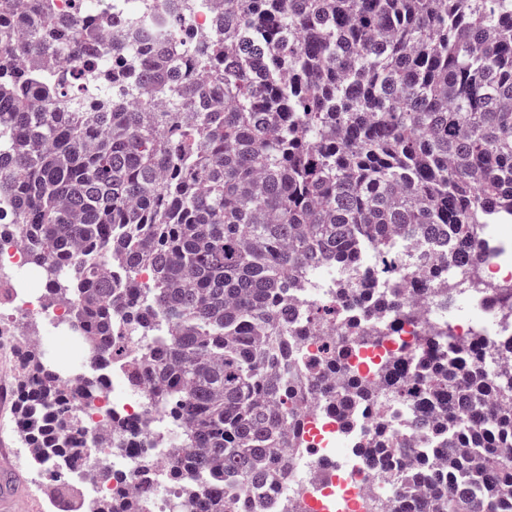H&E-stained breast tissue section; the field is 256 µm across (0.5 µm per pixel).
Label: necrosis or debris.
Wrapping results in <instances>:
<instances>
[{"label": "necrosis or debris", "instance_id": "necrosis-or-debris-1", "mask_svg": "<svg viewBox=\"0 0 512 512\" xmlns=\"http://www.w3.org/2000/svg\"><path fill=\"white\" fill-rule=\"evenodd\" d=\"M480 255L463 267H453L439 281L423 283L419 272L423 265L441 251V244L432 240L408 241L398 235L393 239L392 262L400 267L399 275L385 278V288H405L413 300L414 316L405 320L394 315L365 316L361 299L368 284L366 267H351L342 271L328 267L306 279L301 287L292 289L295 319H303L309 309L324 304L344 306V316L336 325V337L349 340L355 330L371 324L384 331L382 344L363 349L359 369L366 382L377 383L381 374L371 367L386 354L400 352L408 360H416L425 352L424 339L442 336L447 341L449 355L459 348L479 341L492 344L496 354L483 364L490 376L505 368L499 350L512 344V299L491 303L494 291L512 289V241L502 242L484 235L479 239ZM10 267L24 277L28 287L16 291L9 301L8 314H0V329L11 328L27 321H38L46 336L67 335L70 307L65 303L46 305L40 289L35 288L36 275L27 262L23 244L10 235L0 236V268ZM468 299L471 316L460 315V299ZM124 369L113 362L107 375L113 381L107 396L93 403L75 402L78 415L72 426L73 437L87 443L88 449L77 475L90 496H106L109 487L98 479L104 466L121 474L127 485L141 479L155 482L157 493L149 512H169V501L176 488L168 472L175 463L173 450L179 436L163 424L158 409L148 407L142 390L121 382ZM120 415L130 420L132 429L123 441L112 435V418ZM375 404L351 408L343 420L327 413L320 396H311L307 413L301 420L304 446L299 453L287 456L286 475L277 490L265 494L263 512H284L287 500L308 499L311 494L325 496L326 512H336L337 468L331 460V444L336 436H344L351 448L348 469L350 487L357 500L350 512H379L382 499V475L389 470L406 468L409 460L392 449L378 450L372 442L382 420ZM391 430L403 428L405 411L396 407L384 418Z\"/></svg>", "mask_w": 512, "mask_h": 512}]
</instances>
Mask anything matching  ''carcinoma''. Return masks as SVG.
I'll use <instances>...</instances> for the list:
<instances>
[{"label":"carcinoma","instance_id":"cac0c4a2","mask_svg":"<svg viewBox=\"0 0 512 512\" xmlns=\"http://www.w3.org/2000/svg\"><path fill=\"white\" fill-rule=\"evenodd\" d=\"M38 2L36 16L0 0V192L15 202L0 234L27 246L46 302L72 306L91 368L141 340L127 382L180 432L173 512H260L245 496L284 479L308 386L274 361L288 336L336 319L327 305L288 325V288L382 253L397 230L439 241L444 265L459 266L476 252L474 225L512 221V0H224L215 30L176 15L175 48L133 60L115 38L108 65L98 31L125 18L61 23L54 0ZM174 49L208 78L176 69ZM85 74L112 88L94 111ZM112 260L124 279L102 272ZM143 268L155 282L133 294L126 280ZM374 299L412 314L393 292ZM364 340L323 348L320 369L339 384L322 398L338 420L375 398L344 363ZM442 341L429 340L418 394L404 357L381 365V400L404 407L411 429L434 416L447 435L425 460L383 436L412 458L383 475L394 512H512V374L486 377L480 342L450 365ZM18 352L33 447L80 461L69 406L102 389L70 391L25 337ZM100 479L114 495L87 512H146L152 483L129 498L112 470Z\"/></svg>","mask_w":512,"mask_h":512}]
</instances>
